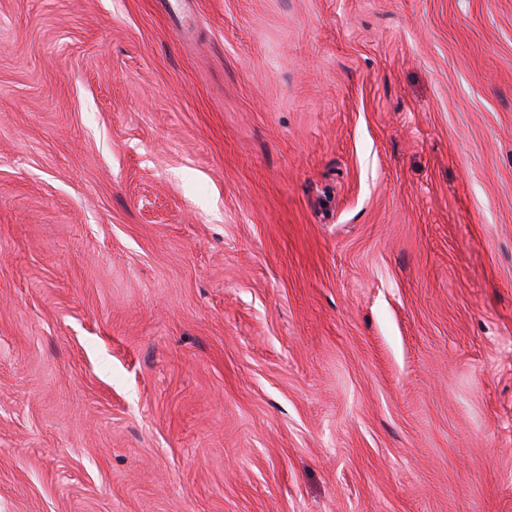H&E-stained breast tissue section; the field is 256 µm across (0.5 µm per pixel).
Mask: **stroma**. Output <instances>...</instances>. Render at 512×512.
<instances>
[{"instance_id":"35a3bbf8","label":"stroma","mask_w":512,"mask_h":512,"mask_svg":"<svg viewBox=\"0 0 512 512\" xmlns=\"http://www.w3.org/2000/svg\"><path fill=\"white\" fill-rule=\"evenodd\" d=\"M0 512H512V0H0Z\"/></svg>"}]
</instances>
